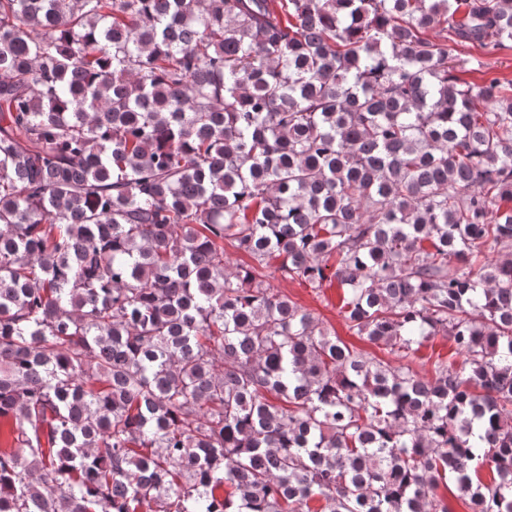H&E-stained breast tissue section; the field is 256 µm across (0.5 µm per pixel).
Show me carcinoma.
<instances>
[{
	"label": "carcinoma",
	"mask_w": 512,
	"mask_h": 512,
	"mask_svg": "<svg viewBox=\"0 0 512 512\" xmlns=\"http://www.w3.org/2000/svg\"><path fill=\"white\" fill-rule=\"evenodd\" d=\"M505 41L512 0H0V512H512V84L457 55ZM277 266L278 261L272 260L270 262L269 277L267 278L276 292L288 296L303 309L312 313L325 327L332 333H336V336H339L343 341L352 343L370 356H376L393 364L400 362L396 355L352 335L345 324L343 309H341L344 290L336 282V279H327L323 282L321 288H311L307 282L300 279L281 278L280 273L276 271ZM438 360L459 363L461 355L457 354L455 345L446 336L438 335L425 341L415 354L411 365L420 377L431 378L434 374V364ZM437 496L443 501L447 512H471L469 502L461 497L453 481L441 482L435 490Z\"/></svg>",
	"instance_id": "cac0c4a2"
}]
</instances>
